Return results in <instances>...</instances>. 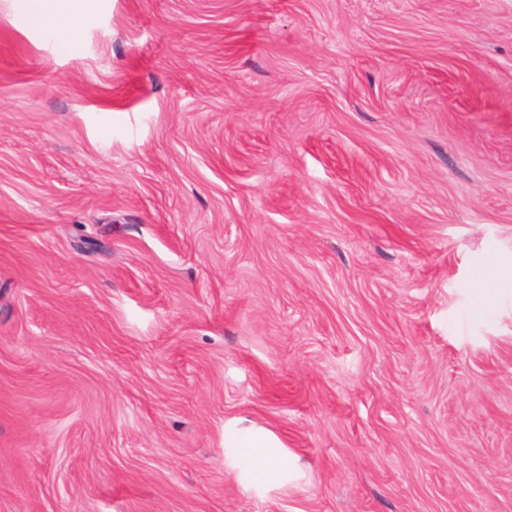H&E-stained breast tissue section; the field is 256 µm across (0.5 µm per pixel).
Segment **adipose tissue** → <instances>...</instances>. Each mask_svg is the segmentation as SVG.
<instances>
[{
    "mask_svg": "<svg viewBox=\"0 0 512 512\" xmlns=\"http://www.w3.org/2000/svg\"><path fill=\"white\" fill-rule=\"evenodd\" d=\"M17 8L47 37L65 47L73 43L84 21L94 13L96 0H17ZM224 445L236 451L257 481L278 479L289 469L277 441L254 427L233 426L224 435Z\"/></svg>",
    "mask_w": 512,
    "mask_h": 512,
    "instance_id": "1",
    "label": "adipose tissue"
}]
</instances>
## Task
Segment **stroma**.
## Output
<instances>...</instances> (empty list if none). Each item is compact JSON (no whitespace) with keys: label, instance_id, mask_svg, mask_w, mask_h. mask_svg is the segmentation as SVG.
<instances>
[{"label":"stroma","instance_id":"stroma-1","mask_svg":"<svg viewBox=\"0 0 512 512\" xmlns=\"http://www.w3.org/2000/svg\"><path fill=\"white\" fill-rule=\"evenodd\" d=\"M0 512H512V0H0ZM18 10L61 46L73 43L96 0H16ZM51 4H54L51 5ZM224 446L236 451L258 482L278 479L290 469L277 449L280 445L270 434L260 429L235 425L229 432L225 431Z\"/></svg>","mask_w":512,"mask_h":512}]
</instances>
